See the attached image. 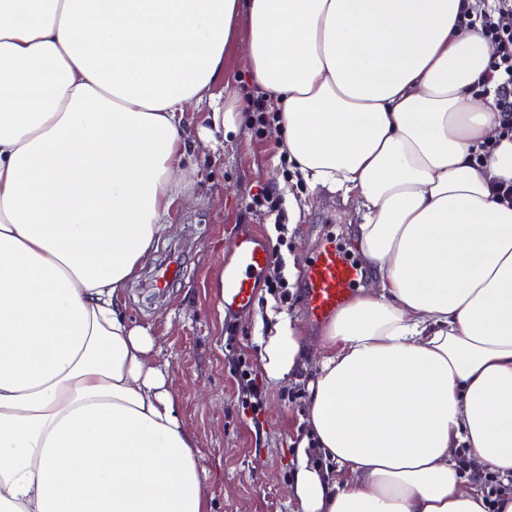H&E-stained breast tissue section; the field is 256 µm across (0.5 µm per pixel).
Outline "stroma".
<instances>
[{"label":"stroma","mask_w":512,"mask_h":512,"mask_svg":"<svg viewBox=\"0 0 512 512\" xmlns=\"http://www.w3.org/2000/svg\"><path fill=\"white\" fill-rule=\"evenodd\" d=\"M194 173L176 215V231L161 240L127 294V317L152 326L155 362L179 398L181 417L196 436L199 464L207 474L212 512H297L287 487L296 442L307 434L309 373L273 380L260 368L257 341L268 311L300 322L310 338L321 326L303 309L299 271L328 244L356 257L352 203L325 189L293 183L288 160L270 133L272 122L254 109L240 113L236 129L216 148L200 149L210 112L188 114ZM306 199L290 224L289 199ZM250 229L285 261V285H268L270 271L255 283L246 309H220L217 285L228 268L239 229ZM179 274L164 290L154 287L166 267ZM256 381L261 406L247 391Z\"/></svg>","instance_id":"35a3bbf8"}]
</instances>
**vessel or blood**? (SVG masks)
<instances>
[{"label":"vessel or blood","instance_id":"1","mask_svg":"<svg viewBox=\"0 0 512 512\" xmlns=\"http://www.w3.org/2000/svg\"><path fill=\"white\" fill-rule=\"evenodd\" d=\"M238 248V266L224 276L223 303L230 308L252 302L254 279L271 261L269 250L254 234H242ZM302 278L306 314L312 322L321 324L335 316L348 301L362 273L336 246L327 245L316 253Z\"/></svg>","mask_w":512,"mask_h":512}]
</instances>
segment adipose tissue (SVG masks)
Masks as SVG:
<instances>
[{"instance_id":"1","label":"adipose tissue","mask_w":512,"mask_h":512,"mask_svg":"<svg viewBox=\"0 0 512 512\" xmlns=\"http://www.w3.org/2000/svg\"><path fill=\"white\" fill-rule=\"evenodd\" d=\"M459 6L0 0V512H211L123 309L183 195L187 108L234 128L212 87L238 44L295 177L354 199L378 274L316 346L289 319L263 346L268 378L313 373L291 500L512 512L484 483L512 480V137Z\"/></svg>"}]
</instances>
